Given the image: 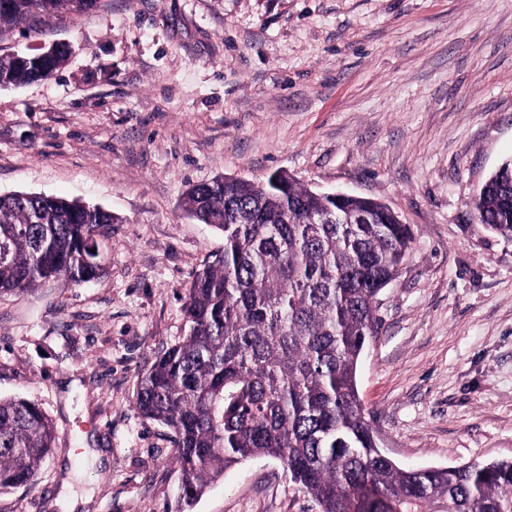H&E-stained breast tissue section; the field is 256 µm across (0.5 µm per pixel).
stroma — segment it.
<instances>
[{
  "mask_svg": "<svg viewBox=\"0 0 512 512\" xmlns=\"http://www.w3.org/2000/svg\"><path fill=\"white\" fill-rule=\"evenodd\" d=\"M53 43L72 48L59 72L0 88V193L120 222L98 279L0 296V397L56 428L0 512H178L172 433L136 390L224 248L183 197L224 176L285 171L399 215L412 248L359 370L378 443L418 467L512 458V241L467 207L512 157V0H97L0 31V51ZM193 512L319 507L262 457Z\"/></svg>",
  "mask_w": 512,
  "mask_h": 512,
  "instance_id": "stroma-1",
  "label": "stroma"
}]
</instances>
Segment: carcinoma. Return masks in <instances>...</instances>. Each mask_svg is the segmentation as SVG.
Returning a JSON list of instances; mask_svg holds the SVG:
<instances>
[{
	"label": "carcinoma",
	"instance_id": "carcinoma-1",
	"mask_svg": "<svg viewBox=\"0 0 512 512\" xmlns=\"http://www.w3.org/2000/svg\"><path fill=\"white\" fill-rule=\"evenodd\" d=\"M97 0H0V29L21 32ZM23 53L0 59V87L54 76L66 63ZM288 194L250 179L192 186L184 210L224 234V251L193 277L185 340L138 380L135 406L173 434L178 496L191 509L209 484L251 458L273 457L321 512H512V459L405 468L385 455L361 404L357 373L378 333L382 291L398 276L410 228L374 199L342 206L291 178ZM370 224H311L335 208ZM479 223L512 240V159L477 191ZM118 218L56 196L0 194V294L103 270V240ZM56 439L39 406L0 399V494L34 482Z\"/></svg>",
	"mask_w": 512,
	"mask_h": 512
}]
</instances>
